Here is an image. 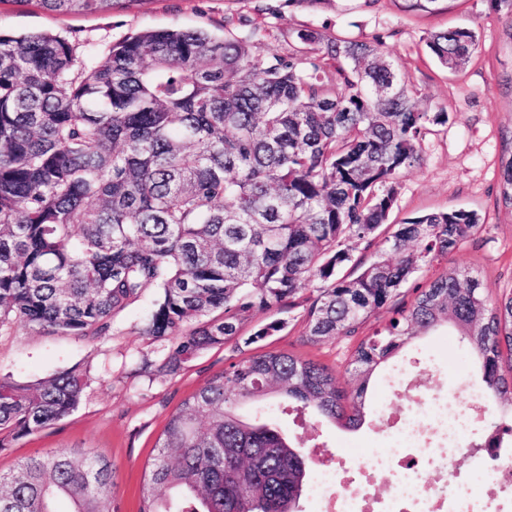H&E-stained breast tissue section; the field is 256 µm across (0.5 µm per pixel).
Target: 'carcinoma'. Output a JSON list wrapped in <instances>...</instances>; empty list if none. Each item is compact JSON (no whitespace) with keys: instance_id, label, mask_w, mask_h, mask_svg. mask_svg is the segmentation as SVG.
I'll return each mask as SVG.
<instances>
[{"instance_id":"carcinoma-1","label":"carcinoma","mask_w":512,"mask_h":512,"mask_svg":"<svg viewBox=\"0 0 512 512\" xmlns=\"http://www.w3.org/2000/svg\"><path fill=\"white\" fill-rule=\"evenodd\" d=\"M62 16L107 14L123 0H0ZM260 30L232 23L154 29L80 57L51 33L0 34V331L107 336L112 320L157 291L142 334L168 341L154 363L175 374L239 335L251 311L306 303V340L350 336L423 268L480 228L474 211L396 225L357 274H340L350 244L375 243L400 172L417 164L448 114L416 108L413 86L380 50L306 27L288 51L256 59ZM477 45L465 27L426 41L446 69ZM512 207V156L502 166ZM410 305L364 337L349 396L312 360L265 351L230 365L170 415L144 472L140 512H299L302 438L247 401L280 398L356 427L373 373L420 333L456 328L481 364L512 435V291L496 299L471 269L450 266L414 287ZM89 381L63 371L36 384L0 377V447L68 416ZM114 468L90 450L32 457L0 474V512H115Z\"/></svg>"}]
</instances>
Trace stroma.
I'll return each mask as SVG.
<instances>
[{"instance_id":"stroma-1","label":"stroma","mask_w":512,"mask_h":512,"mask_svg":"<svg viewBox=\"0 0 512 512\" xmlns=\"http://www.w3.org/2000/svg\"><path fill=\"white\" fill-rule=\"evenodd\" d=\"M402 4L403 0H378L369 8L364 0H280L277 14L271 15L260 11L259 0H136L109 14L70 17L0 0V32L49 31L95 46L161 28H203L220 36L225 19L240 18L264 31L263 40L252 48L257 58L286 50L289 32L305 27L359 40L380 39L385 55L416 88L417 107L448 114L446 125L427 134L420 162L400 173L389 221L397 224L421 213L456 209L480 214L482 230L440 265L471 268L489 297L497 298L512 289V208L499 200L501 162L512 155L503 140L512 131V29L486 0H438L429 12H406ZM454 25L473 29L478 47L461 69L451 72L430 55L426 40ZM155 297V292H147L122 311L108 336L48 334L31 325L0 333V376L32 384L71 368L90 375L83 398L70 415L0 448V472L51 451L89 449L115 467L112 498L118 512H139L144 469L155 454L158 436L181 402L208 380L239 358L271 350L328 366L338 387L351 391L348 360L359 336L370 334L393 315L392 310H383L363 325L359 336L311 345L304 340L303 306L253 311L245 315L239 336L202 351L177 374L158 377L143 362L160 358L165 343L140 332ZM274 322L280 323V331L257 338L258 330ZM458 358L468 365L460 380L449 372ZM400 370L421 377L434 394L455 404L462 401L464 388L485 387L478 364L468 358L451 328L420 335L371 377L363 425L318 427L320 461L335 460L340 442L368 449L391 447L388 423L400 417L406 403L388 382Z\"/></svg>"}]
</instances>
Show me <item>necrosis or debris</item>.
Listing matches in <instances>:
<instances>
[{"label":"necrosis or debris","mask_w":512,"mask_h":512,"mask_svg":"<svg viewBox=\"0 0 512 512\" xmlns=\"http://www.w3.org/2000/svg\"><path fill=\"white\" fill-rule=\"evenodd\" d=\"M412 402L422 404L423 418L406 415L393 435V445L370 454L350 449L351 461L360 465L367 480L385 477L389 490L381 502H373L362 484L346 480L343 467L320 471L315 480L317 496L332 505V512H480L484 496L495 495L498 486L480 489L458 482L441 489L456 452L465 450L464 439L473 408L480 402L478 393L468 395L466 404L448 408L445 402L419 393L418 382H411ZM446 434L448 445L435 448L423 445L422 426Z\"/></svg>","instance_id":"1"}]
</instances>
